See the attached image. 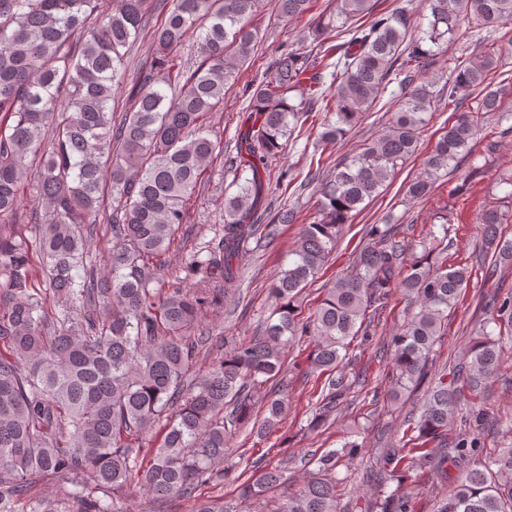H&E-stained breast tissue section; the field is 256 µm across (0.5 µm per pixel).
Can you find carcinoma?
<instances>
[{
    "mask_svg": "<svg viewBox=\"0 0 512 512\" xmlns=\"http://www.w3.org/2000/svg\"><path fill=\"white\" fill-rule=\"evenodd\" d=\"M157 1L162 17L153 25L151 61L119 112L112 101L128 68L121 49L150 25ZM259 2L0 0V512H114V499L133 484L158 500L191 499L193 512H230L198 490L225 477L237 430L254 422L262 437L288 413L286 345L312 337L311 369L326 379L309 429L332 425L356 385L346 372L351 343L372 335L394 288L416 310L387 344L390 395L427 379L430 387L409 438L382 458V482L395 480L402 463L439 480L451 464L461 475L434 512H512V446L485 454L479 438L467 436L448 448L456 414L465 412L475 427L484 421L464 390L482 389L501 365L502 343L512 341V291L492 302L452 378L433 374V347L472 277L471 268L448 263L447 225L426 232L418 255L401 225H365L368 243L351 270L325 290L314 315L302 319L298 311L301 291L345 225L416 152L433 98L431 57L458 39L463 22L489 33L511 23L512 0H421L430 20L415 40L408 39L406 8L336 0V12L309 23L314 50L283 51L250 90L248 126L229 159L238 192L224 198L221 233L192 245L188 274L167 280L160 257L188 223L187 202L208 166L224 153L205 117L251 59ZM309 3L278 0V13L298 19ZM343 33L348 39L333 43ZM191 38L200 59L187 69L178 51ZM499 53L490 40L448 66L453 117L409 183V198L428 196L440 173L469 155L487 113L500 123L512 119L504 106L512 87L489 78ZM329 68L338 80L333 109L321 105ZM393 80L400 101L387 130L327 171H308L300 184L320 192V218L305 226L294 259L270 284L274 318L262 336L197 371L210 339L207 309L240 295L251 241L260 231L271 240L278 225L296 219L292 209L272 210L274 186L292 177L281 166L271 179L283 140L307 125L317 141H338ZM473 91L475 107L465 102ZM27 186L40 206L28 219L20 213ZM102 216L112 249L97 270L86 262L83 228L93 232ZM25 222L39 227L33 241L16 228ZM477 223L482 253L511 263L501 210H482ZM43 273L46 290L35 285ZM273 379L277 389L264 390ZM361 448L348 440L322 453L302 486L271 512H340L336 469ZM33 473L52 476L55 494L31 493ZM283 481L284 469L267 468L239 484V497L261 500ZM381 493L382 512H410L409 497Z\"/></svg>",
    "mask_w": 512,
    "mask_h": 512,
    "instance_id": "carcinoma-1",
    "label": "carcinoma"
}]
</instances>
